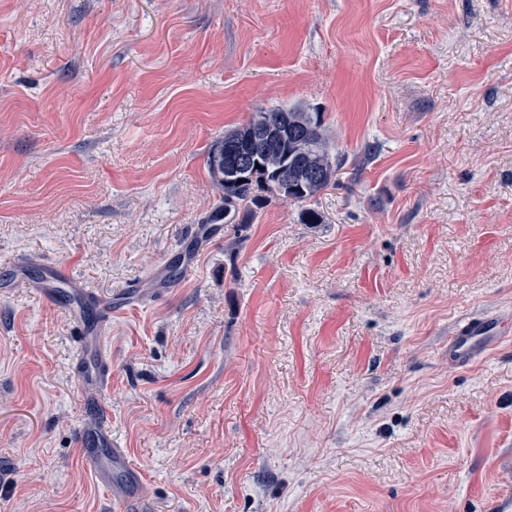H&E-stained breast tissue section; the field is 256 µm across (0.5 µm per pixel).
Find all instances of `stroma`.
I'll use <instances>...</instances> for the list:
<instances>
[{
  "mask_svg": "<svg viewBox=\"0 0 512 512\" xmlns=\"http://www.w3.org/2000/svg\"><path fill=\"white\" fill-rule=\"evenodd\" d=\"M345 162L248 224L211 146ZM112 304L107 388L37 280ZM512 0H0V512H512ZM110 420L127 500L79 450ZM282 110L284 109L273 108L254 113L246 123L225 134L224 140L229 135L272 117ZM287 111L297 125L314 122L318 126V132L307 152L316 164L322 162L328 170L327 177L304 185L303 190L294 193L293 197L288 196V192L282 191L277 184L275 179L282 183L287 190L289 185L291 191L303 181L305 176L310 174V169L300 158L299 152L297 150L291 153L288 151V132L292 131L294 137L298 139L297 144L296 142L293 144L298 145L300 141L310 139L317 130L314 124L295 129L288 112H283L277 115L273 121L254 127L243 135L239 134L226 142L223 140L211 149L208 156V168L213 183L222 193L221 201L224 202V206H220L212 215L211 222L220 221L222 217L224 220L230 221L239 214V210H242L243 216L239 224H248L247 219L254 214L252 206L258 208L262 204V198L255 194L258 190L275 193L285 201L304 204L315 198L331 183H335L336 173L342 167L344 160L330 142L324 120L318 113L307 112L298 107L289 108ZM272 146L281 147L284 151L285 160L281 166L274 174L271 171L257 170L251 180L246 182L256 165L260 164V154L267 152ZM332 173L334 177L329 179ZM241 179H245L246 183L242 182L243 184L224 189V180L227 185H232L237 184V180ZM45 279L50 285H66L72 291L82 292V283L75 277V275L67 269L57 264L51 263L45 271ZM505 327L504 322L492 326V323L483 319L467 323L456 333V353L460 359L470 358L483 344L486 336H500Z\"/></svg>",
  "mask_w": 512,
  "mask_h": 512,
  "instance_id": "1",
  "label": "stroma"
}]
</instances>
